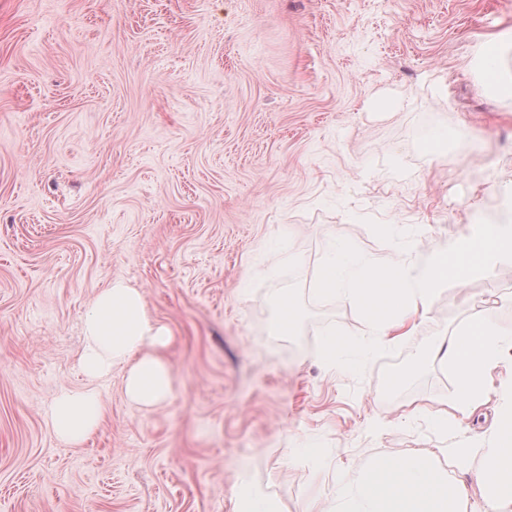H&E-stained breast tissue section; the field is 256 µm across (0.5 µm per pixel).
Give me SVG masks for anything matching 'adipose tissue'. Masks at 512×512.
Listing matches in <instances>:
<instances>
[{
  "label": "adipose tissue",
  "instance_id": "adipose-tissue-1",
  "mask_svg": "<svg viewBox=\"0 0 512 512\" xmlns=\"http://www.w3.org/2000/svg\"><path fill=\"white\" fill-rule=\"evenodd\" d=\"M510 55L512 40L496 38L482 46L478 65L489 86L512 97V76L504 73V60ZM467 257L471 265L450 274V259ZM507 258L512 259V224L485 220L468 234L419 252L412 266L383 267L362 253L338 249L334 261L323 269L320 293L340 295L361 310L373 323L378 346L385 347L391 344L392 333L426 317L449 276L462 281L475 273L485 274ZM83 338L79 368L86 386L61 391L45 411L57 439L69 446L82 444L98 428L103 416L98 384L113 368L127 367L126 394L138 405L164 403L173 386L172 369L162 353L169 331L148 318L138 289L120 280L103 289L84 323ZM511 349L512 332L501 330L482 315L474 316L448 344L435 348V355L457 376L455 399L440 413L443 424H456L477 409L492 370ZM499 398L500 414L491 427L493 444L483 449L481 463L473 472L486 490L485 512H500L501 492L512 485V442L503 435L504 428L512 426V384L501 388ZM384 472L396 475L403 492L393 503V512H464L465 486L413 456L376 464L343 498L314 500L306 512H384L385 495L376 485L377 475Z\"/></svg>",
  "mask_w": 512,
  "mask_h": 512
}]
</instances>
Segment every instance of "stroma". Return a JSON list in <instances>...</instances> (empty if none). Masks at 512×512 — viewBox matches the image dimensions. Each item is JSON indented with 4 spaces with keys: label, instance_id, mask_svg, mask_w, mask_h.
<instances>
[{
    "label": "stroma",
    "instance_id": "obj_1",
    "mask_svg": "<svg viewBox=\"0 0 512 512\" xmlns=\"http://www.w3.org/2000/svg\"><path fill=\"white\" fill-rule=\"evenodd\" d=\"M508 33L512 0H0V512H232L241 478L304 512L418 451L479 501L446 451L488 446L498 395L441 425L429 352L475 312L512 330V260L377 351L316 275L333 244L412 264L512 198V99L478 69ZM115 280L169 328L172 394L133 406L114 370L66 446L44 411ZM296 315L294 303L290 296H282L279 300V309L277 313L276 328L280 335H291L295 328Z\"/></svg>",
    "mask_w": 512,
    "mask_h": 512
}]
</instances>
